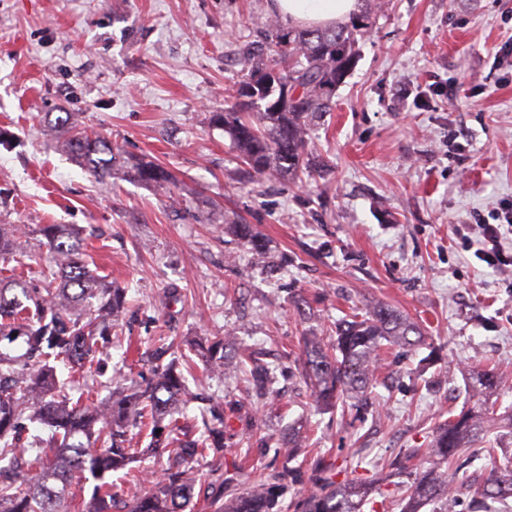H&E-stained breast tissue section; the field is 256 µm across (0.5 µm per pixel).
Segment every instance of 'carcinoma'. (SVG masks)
<instances>
[{
    "label": "carcinoma",
    "mask_w": 512,
    "mask_h": 512,
    "mask_svg": "<svg viewBox=\"0 0 512 512\" xmlns=\"http://www.w3.org/2000/svg\"><path fill=\"white\" fill-rule=\"evenodd\" d=\"M371 26L365 11L331 28L266 21L263 40L247 51V73L235 102L210 117L231 137L252 179L289 174L301 181L310 172L309 123L331 110L336 87L354 65L358 38ZM280 79L292 90L286 97ZM47 128L94 177L110 172L157 187L177 184L175 175L153 160L122 159L118 146L78 124L71 112L48 120ZM230 230L263 254L264 238L253 225L234 222ZM30 234L47 247L51 262L34 276L16 275L26 256L20 239ZM126 307V291L89 267L79 232L70 225L38 224L29 231L20 224H0V512H60L74 488L89 492L77 504L81 512H185L196 496L197 466L209 456L222 458L234 409L226 415L219 405L211 406L212 418L204 419L198 432L179 424L175 413L189 391L176 361L157 367L145 386L119 389L105 401L75 398L58 378L59 364L74 379L85 377L86 363L101 361ZM332 333L336 338L328 345L317 336L303 337L300 363L301 376L324 409L335 407L344 395L368 399L383 343L413 346L422 337L417 323L383 305L336 324ZM226 345L223 340L190 342L182 358L196 357L227 379L242 372L257 397L269 394L274 371L253 358V366L243 372L227 356ZM498 387L492 370L474 374L477 400L436 427L427 449L429 469L411 472L401 460L391 462L405 476L396 485L401 512H420L429 503L448 512V491L457 486L453 464L464 455L492 460L479 491L484 512L512 498V461L497 462L484 440L496 414L492 397ZM140 427L150 428L142 454H158L171 444L177 451L167 468L149 475L146 492L122 500L112 473L135 460L128 432ZM23 466L27 488L21 491L16 478ZM335 471L334 462L319 467L314 489L287 504L284 495L299 475L285 464L242 488L226 478L217 512H363L374 484L338 482Z\"/></svg>",
    "instance_id": "carcinoma-1"
}]
</instances>
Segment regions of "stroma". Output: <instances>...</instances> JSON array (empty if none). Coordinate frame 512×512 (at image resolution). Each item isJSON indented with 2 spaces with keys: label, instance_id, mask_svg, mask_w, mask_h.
Listing matches in <instances>:
<instances>
[{
  "label": "stroma",
  "instance_id": "35a3bbf8",
  "mask_svg": "<svg viewBox=\"0 0 512 512\" xmlns=\"http://www.w3.org/2000/svg\"><path fill=\"white\" fill-rule=\"evenodd\" d=\"M331 112L307 151L324 169L302 183L245 182L210 115L233 102L242 47L268 0H0V224L76 227L99 275L126 288L110 371L150 375L154 340L230 337L275 367L266 399L202 363L191 390L237 403L224 468L198 482L239 486L284 461L342 464L392 495L387 461L423 466L441 417L468 405L472 371L512 378V270L463 250L455 233L512 200V0H381ZM455 86L434 95L430 85ZM78 114L123 154L171 170L176 188L96 181L43 133ZM255 225L254 255L228 231ZM377 305L419 324L423 342L384 349L371 404L320 410L293 377L302 337ZM300 441L294 451L283 437Z\"/></svg>",
  "mask_w": 512,
  "mask_h": 512
}]
</instances>
